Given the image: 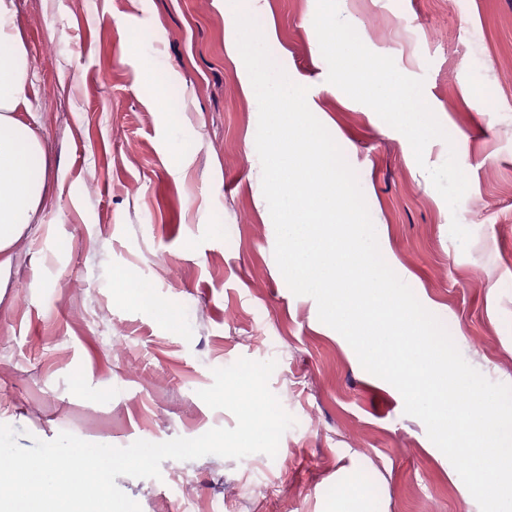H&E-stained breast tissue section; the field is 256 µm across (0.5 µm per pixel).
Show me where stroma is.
<instances>
[{
    "label": "stroma",
    "instance_id": "obj_1",
    "mask_svg": "<svg viewBox=\"0 0 512 512\" xmlns=\"http://www.w3.org/2000/svg\"><path fill=\"white\" fill-rule=\"evenodd\" d=\"M28 96L52 187L0 275V424L159 443L234 427L197 395L213 369L275 361L295 420L276 457L168 459L116 477L142 512H324L338 481L379 476L387 512H480L399 391L294 295L274 258L258 112L241 87L227 0H16ZM276 55L346 142L399 277L423 288L467 363L512 385V0H346L372 52L423 79L448 140L407 139L327 80L316 0H261ZM456 155L457 209L428 171ZM472 234L450 235L452 220Z\"/></svg>",
    "mask_w": 512,
    "mask_h": 512
}]
</instances>
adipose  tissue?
Listing matches in <instances>:
<instances>
[{
  "label": "adipose tissue",
  "mask_w": 512,
  "mask_h": 512,
  "mask_svg": "<svg viewBox=\"0 0 512 512\" xmlns=\"http://www.w3.org/2000/svg\"><path fill=\"white\" fill-rule=\"evenodd\" d=\"M27 85L15 0H0V273L10 270V247L35 220L49 188L46 152L24 117L32 109ZM328 512H386L381 484L370 470L351 472Z\"/></svg>",
  "instance_id": "1"
}]
</instances>
